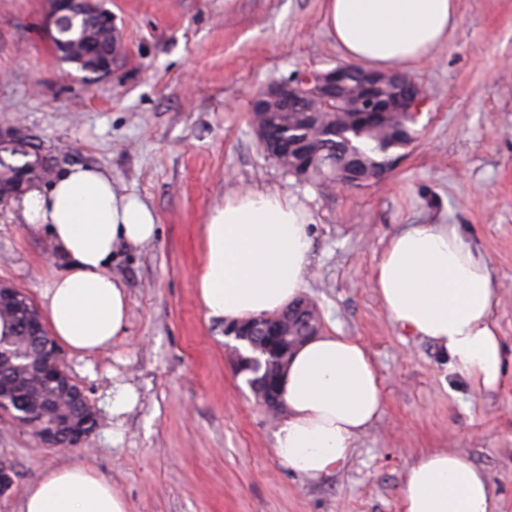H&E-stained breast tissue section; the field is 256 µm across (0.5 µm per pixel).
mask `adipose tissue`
<instances>
[{"instance_id": "1", "label": "adipose tissue", "mask_w": 512, "mask_h": 512, "mask_svg": "<svg viewBox=\"0 0 512 512\" xmlns=\"http://www.w3.org/2000/svg\"><path fill=\"white\" fill-rule=\"evenodd\" d=\"M324 15L346 60L385 70L427 57L447 41L459 12L458 0H325ZM20 206L60 261L38 297L54 340L81 357L108 348L128 319L112 259L154 238V210L114 187L109 172L79 165L60 171L48 188L32 187ZM309 266L303 205L277 192H235L207 216L198 299L207 316L229 323L270 315L300 295ZM373 284L396 325L447 354L476 392L497 389L504 369L493 320L498 288L487 258L457 225L395 229ZM280 394L288 413L274 433L276 454L310 480L338 470L384 407L368 349L336 333L315 336L294 352ZM19 512H128V506L108 479L72 462L28 486ZM401 512H494L488 478L465 454L422 453L405 470Z\"/></svg>"}]
</instances>
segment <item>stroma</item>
Here are the masks:
<instances>
[{"mask_svg":"<svg viewBox=\"0 0 512 512\" xmlns=\"http://www.w3.org/2000/svg\"><path fill=\"white\" fill-rule=\"evenodd\" d=\"M125 54L110 78L60 63L46 0H0V125H22L57 169L106 170L157 217L150 243L114 257L128 321L111 347L64 353L97 426L82 447H46L0 416V460L27 484L68 461L111 481L129 512H401L400 482L420 452L468 454L512 512V0H459L446 43L408 66L425 91L415 140L383 182L319 191L266 158L249 123L254 93L344 57L324 0H109ZM308 211L302 290L323 330L362 342L385 405L336 472L311 481L277 457L281 413L266 411L232 367L224 324L197 297L207 213L245 189ZM402 224H457L489 261L505 366L479 395L449 357L389 318L373 273ZM53 267L44 232L19 201L0 206V282L37 300ZM135 406L119 410L125 390Z\"/></svg>","mask_w":512,"mask_h":512,"instance_id":"1","label":"stroma"}]
</instances>
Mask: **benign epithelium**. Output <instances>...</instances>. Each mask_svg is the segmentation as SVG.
<instances>
[{
	"instance_id": "1",
	"label": "benign epithelium",
	"mask_w": 512,
	"mask_h": 512,
	"mask_svg": "<svg viewBox=\"0 0 512 512\" xmlns=\"http://www.w3.org/2000/svg\"><path fill=\"white\" fill-rule=\"evenodd\" d=\"M48 4V31L63 30L73 14L74 0H48ZM106 24L112 26V47L102 54L103 61L97 68L99 80L111 76L124 51L115 17L108 15ZM424 98L423 87L401 71L379 73L338 63L328 70L303 71L291 79L260 87L251 103V126L264 153L268 156L276 153L287 160L288 173L301 179L318 152L309 138L287 135L289 126L281 121L284 114L296 115L300 126L311 129L317 126L320 113L342 112L348 118L346 125L340 128V134H360L397 112L417 122ZM314 310L313 302L299 298L281 313L226 326L224 335L240 342H250L260 336L264 349L288 357L300 341L319 334L321 320L313 317L307 320L300 334L293 336L287 330L292 317ZM41 344L43 356L32 364L30 373L54 384V397L36 417L29 413L16 415L4 400L7 391L0 387V415L31 429L53 448H77L89 436L78 418L87 399L67 372L62 355L50 336L42 337ZM248 365L252 374L248 384L256 399L271 412L280 409L278 383L281 369L268 371L257 357L248 359Z\"/></svg>"
}]
</instances>
